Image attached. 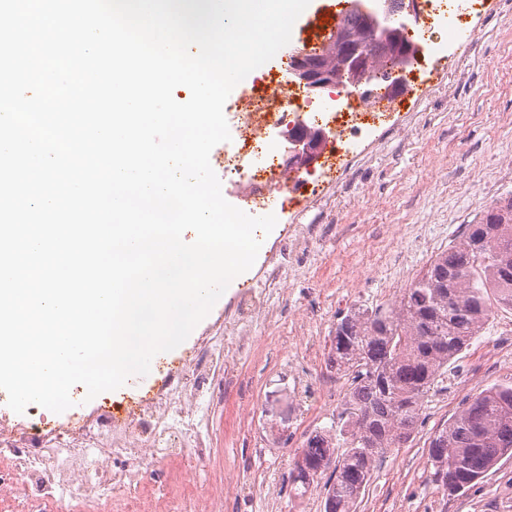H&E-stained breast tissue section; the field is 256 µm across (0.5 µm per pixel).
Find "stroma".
Listing matches in <instances>:
<instances>
[{"mask_svg":"<svg viewBox=\"0 0 512 512\" xmlns=\"http://www.w3.org/2000/svg\"><path fill=\"white\" fill-rule=\"evenodd\" d=\"M403 109L416 113L418 125L401 134L385 130L381 154L344 174L347 193L337 205L340 222L317 210L304 216V223L317 225V236L309 251L298 256L301 268L287 287L281 316L261 330L265 336L319 337L311 373L334 382L341 396L349 381L329 360L337 313L380 304L383 278L400 269L417 278L430 262L418 244L401 234V226L421 225L427 235H447L453 244L479 216L483 191L497 199L512 195V178L499 174L512 166V0H484L449 44L447 70L414 86ZM239 293L236 287L226 289L184 343L160 353L147 375L113 391L110 399L127 407L140 396L165 391L170 368L203 338L223 335ZM458 365L471 397L511 379L512 311L492 313ZM238 375L239 386L225 390L211 421L209 478L223 487L227 512H323L324 478H317L306 496L296 497L281 458L255 456L252 448L260 429L288 426L295 439L282 457H295L309 436L339 428L338 412L296 422L288 407L293 396L288 355L270 356L265 344H255ZM462 404L444 388L428 393L421 424L374 470L358 512H502L512 458L502 459L470 489L453 496L430 480L429 439ZM266 468L277 470L275 485L252 486L251 470Z\"/></svg>","mask_w":512,"mask_h":512,"instance_id":"obj_1","label":"stroma"}]
</instances>
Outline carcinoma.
<instances>
[{
  "instance_id": "cac0c4a2",
  "label": "carcinoma",
  "mask_w": 512,
  "mask_h": 512,
  "mask_svg": "<svg viewBox=\"0 0 512 512\" xmlns=\"http://www.w3.org/2000/svg\"><path fill=\"white\" fill-rule=\"evenodd\" d=\"M368 16L353 10L342 30L363 37ZM512 310V197L467 225L393 306L351 307L336 315L330 362L349 373L339 436L316 434L292 467L308 490L325 483L324 512H356L374 469L405 444L423 400L469 348L493 309ZM512 457V380L463 404L429 442L432 482L446 495L474 484Z\"/></svg>"
}]
</instances>
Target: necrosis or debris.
Listing matches in <instances>:
<instances>
[{
  "instance_id": "4bbe7bcc",
  "label": "necrosis or debris",
  "mask_w": 512,
  "mask_h": 512,
  "mask_svg": "<svg viewBox=\"0 0 512 512\" xmlns=\"http://www.w3.org/2000/svg\"><path fill=\"white\" fill-rule=\"evenodd\" d=\"M378 77L365 96L343 86L323 103L310 99L294 82H275L260 72L224 115L231 139L212 154L221 168L225 199L249 215H268L271 199L281 213L314 204L332 166L366 149L375 124L388 123L398 94L389 57L375 65ZM325 131L328 158L307 169L288 163V144L270 139V130ZM278 262L264 288L247 287L237 301L238 318L224 336L212 338L171 375L166 393L146 399L119 417L101 409L95 425L77 420L53 423L30 406L17 434L0 433V491L20 487L30 512H223L224 494L206 484L212 456L206 426L210 411L224 400L223 387L203 391V376L222 371L234 377L232 359L244 356L258 322L273 318V302L288 275Z\"/></svg>"
}]
</instances>
